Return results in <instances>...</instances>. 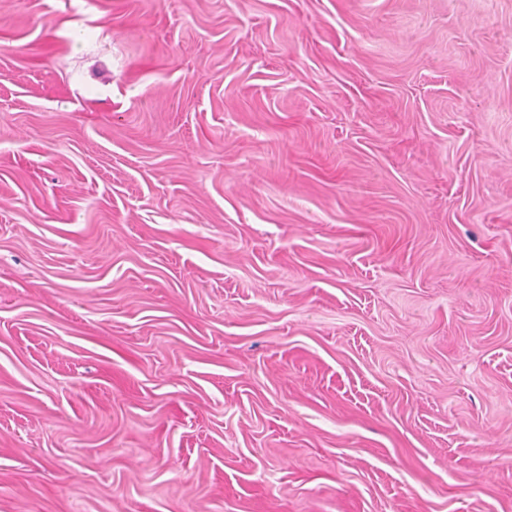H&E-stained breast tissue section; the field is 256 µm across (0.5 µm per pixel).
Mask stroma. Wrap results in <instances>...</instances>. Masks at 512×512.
Instances as JSON below:
<instances>
[{"label": "stroma", "instance_id": "35a3bbf8", "mask_svg": "<svg viewBox=\"0 0 512 512\" xmlns=\"http://www.w3.org/2000/svg\"><path fill=\"white\" fill-rule=\"evenodd\" d=\"M0 512H512V0H0Z\"/></svg>", "mask_w": 512, "mask_h": 512}]
</instances>
